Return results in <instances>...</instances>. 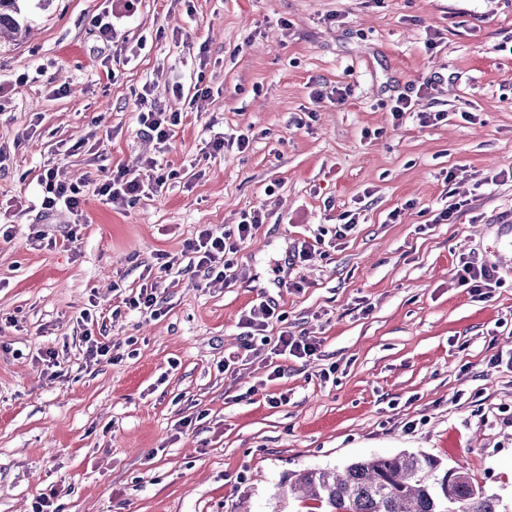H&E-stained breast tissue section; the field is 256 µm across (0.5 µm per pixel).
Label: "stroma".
Instances as JSON below:
<instances>
[{
    "instance_id": "35a3bbf8",
    "label": "stroma",
    "mask_w": 512,
    "mask_h": 512,
    "mask_svg": "<svg viewBox=\"0 0 512 512\" xmlns=\"http://www.w3.org/2000/svg\"><path fill=\"white\" fill-rule=\"evenodd\" d=\"M21 20L29 35L0 39V512L53 487L60 512H270L291 473L404 451L512 506V371L488 365L512 354V0H24ZM142 95L183 115L165 153ZM219 132L248 148L211 154ZM153 155L162 193L44 216L45 168L79 184ZM253 210L231 284L156 271ZM463 255L499 287H460ZM147 281L151 319L123 303ZM259 300L279 318L247 351L238 322ZM85 310L114 361L86 363ZM285 331L318 356L279 354Z\"/></svg>"
}]
</instances>
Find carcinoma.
Returning <instances> with one entry per match:
<instances>
[{
  "label": "carcinoma",
  "instance_id": "carcinoma-1",
  "mask_svg": "<svg viewBox=\"0 0 512 512\" xmlns=\"http://www.w3.org/2000/svg\"><path fill=\"white\" fill-rule=\"evenodd\" d=\"M20 0H0V35L20 30ZM437 460L422 454L371 456L341 471L303 470L288 477V495L323 512H508L496 493L462 468L435 475Z\"/></svg>",
  "mask_w": 512,
  "mask_h": 512
}]
</instances>
